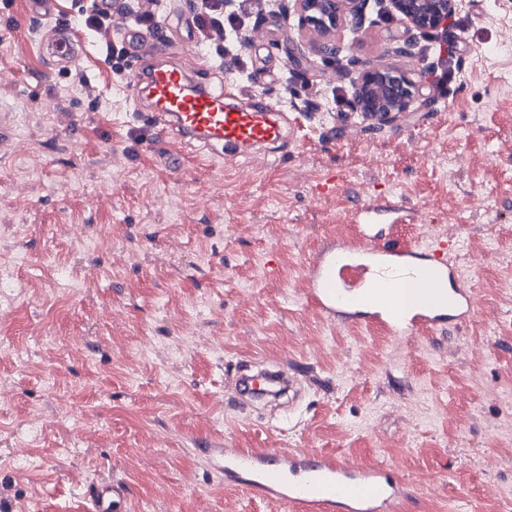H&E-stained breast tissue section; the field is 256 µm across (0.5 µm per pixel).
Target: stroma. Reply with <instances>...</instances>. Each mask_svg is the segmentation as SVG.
Segmentation results:
<instances>
[{
  "mask_svg": "<svg viewBox=\"0 0 512 512\" xmlns=\"http://www.w3.org/2000/svg\"><path fill=\"white\" fill-rule=\"evenodd\" d=\"M139 3L197 79L262 69L237 91L276 102L289 137L282 158L226 161L136 138L100 38L76 62L88 94L45 68L28 0L0 5V104L20 142L0 156V512H85L112 480L130 512H288L226 487L204 445L395 467L399 512H512V0H462L428 37L344 27L331 58L289 56L297 17L263 5L218 74L188 0ZM353 60L423 72L421 104L361 119L337 73ZM387 200L405 211L391 234L453 243L472 322L396 342L307 302L316 254L356 242L354 210ZM253 358L296 378L294 408L233 400L226 375Z\"/></svg>",
  "mask_w": 512,
  "mask_h": 512,
  "instance_id": "stroma-1",
  "label": "stroma"
}]
</instances>
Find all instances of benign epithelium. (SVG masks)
I'll list each match as a JSON object with an SVG mask.
<instances>
[{
    "label": "benign epithelium",
    "instance_id": "obj_1",
    "mask_svg": "<svg viewBox=\"0 0 512 512\" xmlns=\"http://www.w3.org/2000/svg\"><path fill=\"white\" fill-rule=\"evenodd\" d=\"M300 30L316 36L314 50L336 55V30L346 25L357 33L366 22L369 0H294ZM387 12L416 30H437L448 24L459 0H380ZM349 80L351 110L379 125L396 121L421 98L423 76L412 71L365 61L343 69Z\"/></svg>",
    "mask_w": 512,
    "mask_h": 512
}]
</instances>
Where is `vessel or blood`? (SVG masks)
I'll list each match as a JSON object with an SVG mask.
<instances>
[{"label":"vessel or blood","instance_id":"obj_1","mask_svg":"<svg viewBox=\"0 0 512 512\" xmlns=\"http://www.w3.org/2000/svg\"><path fill=\"white\" fill-rule=\"evenodd\" d=\"M79 16L55 24L41 41L52 68H65L84 52ZM124 91L134 109L143 98L151 139L175 138L213 153L242 157L283 138L272 102L247 107L225 103L181 66L162 61L133 73ZM389 207L367 203L354 212L361 242L357 258L325 246L308 268L307 297L327 317L365 324L393 338L469 322L476 314L470 281L449 260L444 242L424 245L387 234L379 218ZM204 456L224 473V483L288 505L290 512H395L404 482L383 465H356L331 453L270 448H207ZM128 488L118 481L95 487L91 512H128Z\"/></svg>","mask_w":512,"mask_h":512}]
</instances>
